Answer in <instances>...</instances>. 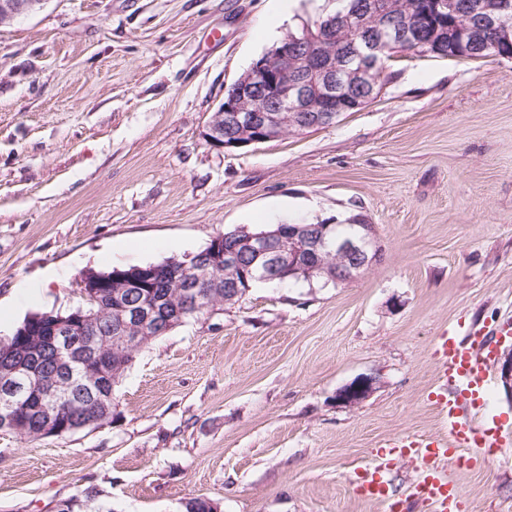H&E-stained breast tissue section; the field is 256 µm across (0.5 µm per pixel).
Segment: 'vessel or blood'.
Returning a JSON list of instances; mask_svg holds the SVG:
<instances>
[{
    "instance_id": "b4317fda",
    "label": "vessel or blood",
    "mask_w": 512,
    "mask_h": 512,
    "mask_svg": "<svg viewBox=\"0 0 512 512\" xmlns=\"http://www.w3.org/2000/svg\"><path fill=\"white\" fill-rule=\"evenodd\" d=\"M438 378L432 401L444 432L426 438L403 436L394 442L412 460L418 476L411 487L415 504L433 506L434 512H458L461 492L445 473L450 460L464 448H499L504 443L500 427L480 419L490 383L493 345L474 325L449 328L436 338ZM392 462L385 457L357 472L358 490L371 501L385 502L389 512H406L394 499L388 480Z\"/></svg>"
}]
</instances>
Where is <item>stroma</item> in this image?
<instances>
[{
  "label": "stroma",
  "instance_id": "stroma-1",
  "mask_svg": "<svg viewBox=\"0 0 512 512\" xmlns=\"http://www.w3.org/2000/svg\"><path fill=\"white\" fill-rule=\"evenodd\" d=\"M322 0H45L0 27V339L67 309L88 269L155 263L246 226L351 223L382 247L348 282L265 284L136 355L111 420L0 432V512L85 484L113 512H381L353 476L440 433L435 340L512 321V60L400 57L330 127L218 149L229 86ZM377 374L358 407L338 388ZM497 452L452 469L460 512H512V398Z\"/></svg>",
  "mask_w": 512,
  "mask_h": 512
}]
</instances>
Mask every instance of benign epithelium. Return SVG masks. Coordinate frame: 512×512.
<instances>
[{
  "label": "benign epithelium",
  "mask_w": 512,
  "mask_h": 512,
  "mask_svg": "<svg viewBox=\"0 0 512 512\" xmlns=\"http://www.w3.org/2000/svg\"><path fill=\"white\" fill-rule=\"evenodd\" d=\"M44 0H8L0 3V26L12 22L17 16L32 13L41 8ZM347 29L366 37H385L390 29H381L369 9H361L348 15H331L324 24L317 43L302 51L299 45L306 38L285 37L265 52L246 74L235 80L215 112L212 113L204 132L205 140L220 149L240 148L277 139L282 135L303 132L314 128L333 126L341 113L336 111V91L343 87L342 77L349 71L348 56H336L332 45ZM376 65H363L356 72L352 87L361 95L348 94L345 100L351 108L373 96L381 78L375 75ZM232 128L236 135L224 139V128ZM335 225L320 227V233H311V227L302 224L288 235L280 231L244 233L238 244L231 248L211 250L204 261H194L200 276L187 277V264L168 268L172 282L185 298L199 296L201 282H206L210 294L224 288V300L237 297L235 290L250 288V283L273 282L288 271L305 270L307 277L321 271L322 264L304 265L303 260L313 255L317 258L333 253L343 258L344 269L336 270V280H348L353 273L369 265L377 256L374 237L361 235L357 238L336 239L331 234ZM249 255L256 263L255 269L241 268V258ZM156 266L133 265L123 270L116 268L110 273L85 271L79 282V294L97 295L98 289H110L109 311L115 313L112 322V355L121 359L135 355L147 342L168 333L176 324L166 315L160 304L140 295L145 280L151 278ZM99 313L64 317L47 315L44 319L45 335L58 343L63 375L70 373L73 352L76 348L93 344L89 329ZM19 369H0V394L5 397L23 391L41 388V396L53 401L47 411L42 434L55 436L61 433L59 422L63 406L54 402L57 388L62 381L56 379L39 384L36 376L28 375L21 380ZM377 378L365 375L355 378L336 393V402L344 407H357L375 389Z\"/></svg>",
  "instance_id": "7a95c632"
}]
</instances>
